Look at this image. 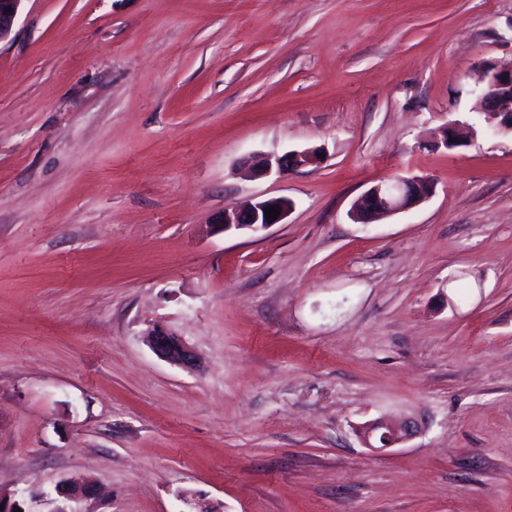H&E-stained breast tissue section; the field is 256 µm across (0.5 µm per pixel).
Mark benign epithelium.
I'll use <instances>...</instances> for the list:
<instances>
[{
  "instance_id": "7a95c632",
  "label": "benign epithelium",
  "mask_w": 512,
  "mask_h": 512,
  "mask_svg": "<svg viewBox=\"0 0 512 512\" xmlns=\"http://www.w3.org/2000/svg\"><path fill=\"white\" fill-rule=\"evenodd\" d=\"M24 0H0V42L9 38ZM477 83L482 85L478 97L479 110L495 120L492 129L497 134H512V68L500 69L484 62L476 72ZM318 161L315 150L271 152L248 161L253 176L284 175L296 168ZM433 184L421 177L395 178L380 181L367 189L357 200L352 211L354 221L370 224L384 216L417 207L433 193ZM276 206L280 215L269 222L265 209ZM291 203L286 199L258 201L250 207L226 210L218 227L227 232L234 230L266 229L281 224L288 215ZM148 344L162 360L189 370L201 366L198 353L178 335L164 327H156L149 334ZM425 427L418 416L399 418L379 417L359 427L363 444L375 451H384L416 438ZM56 507L51 512H82L80 505L96 496L94 485L78 479H63L55 487Z\"/></svg>"
}]
</instances>
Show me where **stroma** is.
Listing matches in <instances>:
<instances>
[{"label":"stroma","instance_id":"1","mask_svg":"<svg viewBox=\"0 0 512 512\" xmlns=\"http://www.w3.org/2000/svg\"><path fill=\"white\" fill-rule=\"evenodd\" d=\"M512 0H25L0 43V491L51 512H512ZM477 134L431 147L442 129ZM319 147L248 178V157ZM434 185L373 224L370 186ZM289 200L221 232L227 208ZM202 357L158 358L149 326ZM418 414L376 452L355 427ZM476 75L477 83L482 84L478 97L480 112L496 121L492 126L495 133L512 135V67L499 69L486 61ZM276 205V209L280 211V215L272 222L265 217V209ZM291 203L286 199H268L258 201L250 207L236 210L224 209L223 214L218 222L221 231L227 232L234 230H260L266 229L274 224H281L288 215ZM252 215V218H248ZM56 507L51 512H82L80 505L96 496L94 485L78 479H62L55 487Z\"/></svg>","mask_w":512,"mask_h":512}]
</instances>
